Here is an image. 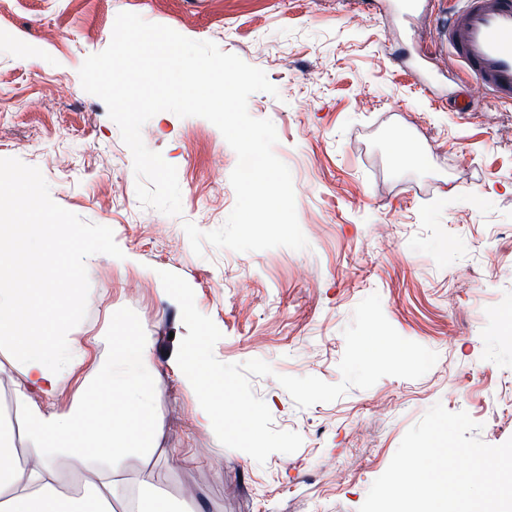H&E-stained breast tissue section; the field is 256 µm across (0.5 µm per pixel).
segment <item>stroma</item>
Masks as SVG:
<instances>
[{"label": "stroma", "instance_id": "stroma-1", "mask_svg": "<svg viewBox=\"0 0 512 512\" xmlns=\"http://www.w3.org/2000/svg\"><path fill=\"white\" fill-rule=\"evenodd\" d=\"M389 2L0 0V176L27 174L42 204L0 220L64 224L101 247L79 286L78 335H111L113 314L155 342L163 435L151 458L123 467L176 501L193 487L199 512H359L407 430L437 403L467 412L487 444L512 438V100L479 92L469 111H455L472 79L439 36L452 0H415L405 17ZM124 11L215 42L277 87L252 94L248 111L275 125L306 249L193 253L184 222L214 230L236 202L237 156L201 117L161 112L144 125L145 145L177 169L182 214L140 205L132 153L79 77ZM399 129L424 166L398 159ZM111 249L136 267L112 264ZM155 270L192 287L222 333L219 361L271 365L251 387L274 429L301 435L296 452L261 465L197 424V396L170 365L187 329ZM373 293L436 364L415 380L386 376L298 407L277 375L339 382L343 330Z\"/></svg>", "mask_w": 512, "mask_h": 512}]
</instances>
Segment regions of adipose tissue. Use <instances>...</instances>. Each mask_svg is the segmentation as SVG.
Returning a JSON list of instances; mask_svg holds the SVG:
<instances>
[{
	"instance_id": "ef3b65f1",
	"label": "adipose tissue",
	"mask_w": 512,
	"mask_h": 512,
	"mask_svg": "<svg viewBox=\"0 0 512 512\" xmlns=\"http://www.w3.org/2000/svg\"><path fill=\"white\" fill-rule=\"evenodd\" d=\"M95 249L57 224H0V356L17 377L19 429H0V512H177L147 480L115 473L146 458L162 431L150 368L154 344L131 321H116L94 379L78 386L70 407L52 410L64 381L84 362L88 340L65 329L70 287L83 280ZM56 263L63 288L29 278L37 261Z\"/></svg>"
}]
</instances>
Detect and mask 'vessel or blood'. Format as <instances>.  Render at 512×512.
<instances>
[{
  "label": "vessel or blood",
  "mask_w": 512,
  "mask_h": 512,
  "mask_svg": "<svg viewBox=\"0 0 512 512\" xmlns=\"http://www.w3.org/2000/svg\"><path fill=\"white\" fill-rule=\"evenodd\" d=\"M444 38L471 73L475 87L512 98V0H463Z\"/></svg>",
  "instance_id": "obj_1"
}]
</instances>
